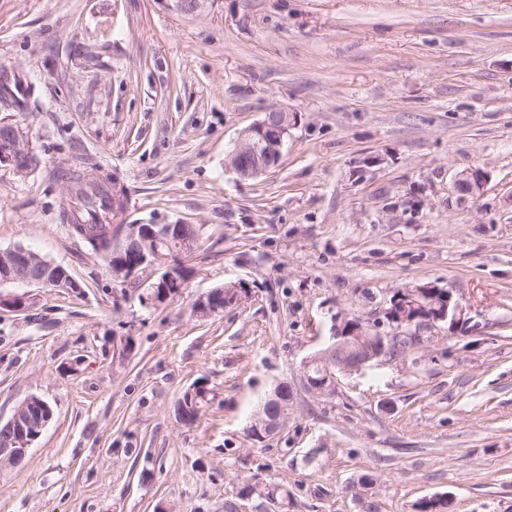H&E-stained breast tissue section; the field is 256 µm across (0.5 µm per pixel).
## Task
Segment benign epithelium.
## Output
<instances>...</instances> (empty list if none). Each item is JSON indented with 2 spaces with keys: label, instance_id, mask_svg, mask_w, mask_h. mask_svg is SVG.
I'll return each mask as SVG.
<instances>
[{
  "label": "benign epithelium",
  "instance_id": "obj_1",
  "mask_svg": "<svg viewBox=\"0 0 512 512\" xmlns=\"http://www.w3.org/2000/svg\"><path fill=\"white\" fill-rule=\"evenodd\" d=\"M207 6V0H176L175 8L184 15H197ZM298 124V115L274 108L249 128L242 131L228 152L231 166L242 179L256 178L272 166V159H281L291 130ZM0 164L7 165L18 175L34 169L38 159L23 132L10 123H0ZM487 176L479 169L458 173L452 183V195L460 202L480 197ZM176 242V249L168 254L159 252L158 244L166 239ZM200 239V229L194 224H122L112 248L104 254L112 277L122 283L146 286V299L163 304L181 292L182 268L177 260L192 252ZM156 278L144 280L147 271ZM19 282L34 286H48L77 292L80 284L63 266L39 254L16 246L0 250V283ZM222 287L197 298L194 314L205 318L224 310ZM394 330L414 329L418 333L441 323L452 326L462 320L463 309L452 292H443L431 284H422L403 292L402 298L391 300L386 310ZM332 343L305 358L301 382L314 396H328L335 392L337 375L350 374L372 362L386 358V348L392 343V334H383L359 320L345 319L336 323ZM318 365L325 370V379L313 381L309 369ZM292 385L283 381L275 385L252 416L247 432L273 436L288 418L287 403L291 401ZM53 412L37 396H31L15 407L7 422L0 423V468L15 467L25 462L34 442L41 436Z\"/></svg>",
  "mask_w": 512,
  "mask_h": 512
}]
</instances>
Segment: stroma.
<instances>
[{
	"label": "stroma",
	"instance_id": "1",
	"mask_svg": "<svg viewBox=\"0 0 512 512\" xmlns=\"http://www.w3.org/2000/svg\"><path fill=\"white\" fill-rule=\"evenodd\" d=\"M20 78L36 98L0 121L39 163L0 165V249L81 291L0 284V421L32 396L53 409L0 470V512H255L259 481L290 512H512V0H0V82ZM273 107L299 117L283 157L239 179L227 151ZM88 161L123 185L120 223L202 225L181 296L145 302L68 234L57 174ZM475 168L483 195L457 203ZM424 283L453 290L463 325L332 395L298 386L335 318L388 332L392 296ZM281 381L287 422L249 439ZM195 385L209 402L184 425ZM487 176L480 169H469L458 173L452 183V195L459 202L477 199L483 192ZM239 287V285H238ZM237 286L227 285L215 288L204 296H200L194 302V314L198 317L205 318L224 310V293L229 291L228 288H238ZM225 288V289H224ZM240 288V287H239ZM251 491L256 495L257 499L260 500L258 506L269 501H275L279 509L278 511L288 512L292 505L288 490L280 484L274 482H258L253 485Z\"/></svg>",
	"mask_w": 512,
	"mask_h": 512
}]
</instances>
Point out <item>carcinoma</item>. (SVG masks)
<instances>
[{
  "label": "carcinoma",
  "instance_id": "1",
  "mask_svg": "<svg viewBox=\"0 0 512 512\" xmlns=\"http://www.w3.org/2000/svg\"><path fill=\"white\" fill-rule=\"evenodd\" d=\"M0 106L16 112L27 111L25 99L6 91L0 93ZM64 176L72 199L71 208L63 213V223L69 234L86 242L95 252L112 247L114 235L92 234L100 227L112 226V181L108 178L92 179L79 167L67 170ZM179 403L188 408L190 418L195 422L207 403V392L202 389L191 397L185 393ZM252 492L260 503L274 501L279 512H289L292 501L283 486L274 482H258L253 485Z\"/></svg>",
  "mask_w": 512,
  "mask_h": 512
}]
</instances>
